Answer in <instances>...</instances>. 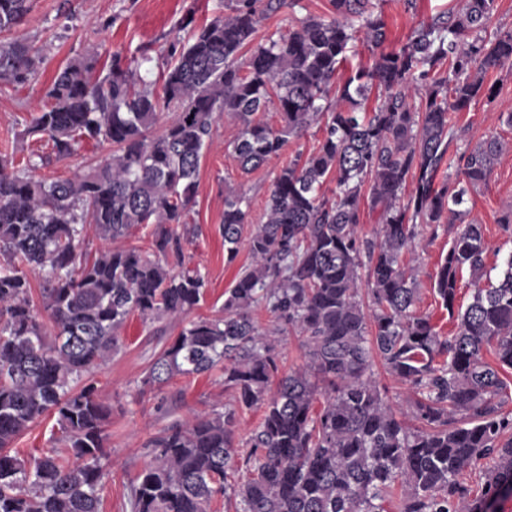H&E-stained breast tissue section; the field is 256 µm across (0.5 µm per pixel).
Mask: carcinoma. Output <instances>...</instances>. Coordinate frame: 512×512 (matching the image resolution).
<instances>
[{
  "label": "carcinoma",
  "mask_w": 512,
  "mask_h": 512,
  "mask_svg": "<svg viewBox=\"0 0 512 512\" xmlns=\"http://www.w3.org/2000/svg\"><path fill=\"white\" fill-rule=\"evenodd\" d=\"M286 5L224 0L212 22L184 23L159 90L139 75L152 63L145 53H112L98 78V52L69 58L24 134L51 145L42 166L69 160L84 141L116 153L66 178L11 171L0 157V512H101L112 407L90 374L118 354L133 314L146 326L179 327L142 388L219 371L234 404L172 421L146 440L152 460L130 483L129 512H211L219 497L234 512H388L399 487L398 512H487L512 495V412L503 410L512 388V253L493 283L483 225L457 229L432 285L456 317L451 336L417 313V279L404 262L421 231L448 232L504 150L492 135L448 153L450 114L493 94L485 77L512 68V30L487 34L496 0H465L387 52L374 0H330L328 15L305 16L243 57L260 22ZM30 11L31 0H0V34ZM360 32L372 63L341 83ZM42 63L43 48L26 39L0 45V84L24 86ZM374 88L384 100L370 111ZM271 108L277 126L256 118ZM220 113L239 124L228 147L244 173L279 158L314 123L321 140L276 170L260 224L250 221L246 194L225 186V260L244 245L251 261L224 293V316L193 318L207 283L186 262L190 230L177 227ZM366 208L381 220L371 237L361 227ZM141 225L153 226L150 249L77 262L87 229L117 241ZM30 271L47 274L42 306L52 334L33 312ZM466 274L472 300L456 311ZM257 310L274 331L301 335L302 367L279 374ZM376 359L412 390L415 427L368 376ZM257 406L265 410L242 454L238 416ZM48 412L60 448L28 456L12 447ZM482 461L485 481L475 489L466 475ZM241 462L250 477L233 483Z\"/></svg>",
  "instance_id": "obj_1"
}]
</instances>
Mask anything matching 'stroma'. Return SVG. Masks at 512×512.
I'll list each match as a JSON object with an SVG mask.
<instances>
[{
  "label": "stroma",
  "mask_w": 512,
  "mask_h": 512,
  "mask_svg": "<svg viewBox=\"0 0 512 512\" xmlns=\"http://www.w3.org/2000/svg\"><path fill=\"white\" fill-rule=\"evenodd\" d=\"M31 12L16 33L0 35V45L13 37L45 46L46 59L29 84L22 87L0 86V156L12 158L23 167L33 154L44 151L45 143L25 136L23 130L42 102L45 88L53 81L65 61L78 53L97 49L101 58L113 52L136 55L149 48L155 63H162L169 40L179 33L187 17L196 22L223 14L221 0H31ZM388 30L387 49H399L419 21L443 11H455L463 0H417L416 13L405 12L402 0H377ZM329 0H296L257 28L254 42L260 43L272 32L287 29L294 19L309 14L324 15ZM495 91L491 97L474 100L469 108L452 113L456 133L452 149L475 146L487 136L501 137L506 148L496 161L486 185L470 192L464 205L465 218L483 224L489 246L487 266L502 265L512 252V237L498 223L501 214L512 207V128L505 122L512 112V70L505 69L486 77ZM237 131L227 115L218 117L214 143L200 161L194 204L187 216L191 235L186 252L205 275L208 285L198 313L219 317L224 313V292L231 287L241 266L248 264L247 250H240L235 263L224 261V238L220 227L224 218V187H242L251 205L254 222L264 219L272 166H263L244 174L225 145ZM111 144L82 143L68 163L40 166L39 177H67L111 157ZM449 236L422 238L416 245L415 265L420 288L417 308L430 314L442 334H450L453 320L435 299L431 278L448 250ZM175 329L161 336L150 335L138 316H130L120 334L121 349L106 364L95 369L102 399L111 405L112 418L106 429L110 461L105 479L101 512H124L127 488L137 473L150 463L144 443L158 429L176 419H188L222 408L231 400L229 392L215 376H178L162 388L146 393L139 385L152 362L175 337Z\"/></svg>",
  "instance_id": "stroma-1"
}]
</instances>
